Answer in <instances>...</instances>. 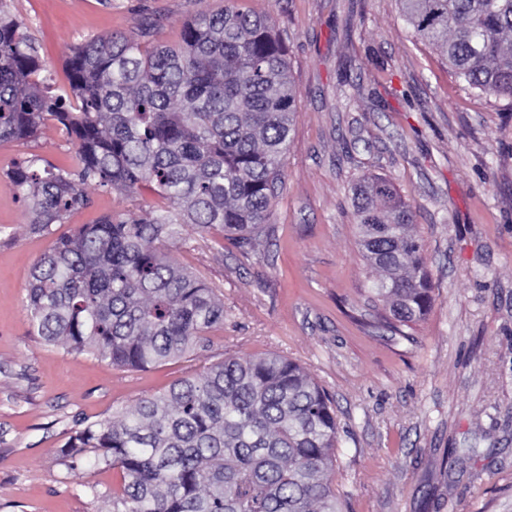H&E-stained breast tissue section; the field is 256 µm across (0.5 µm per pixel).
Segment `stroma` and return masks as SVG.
Returning <instances> with one entry per match:
<instances>
[{
	"instance_id": "35a3bbf8",
	"label": "stroma",
	"mask_w": 512,
	"mask_h": 512,
	"mask_svg": "<svg viewBox=\"0 0 512 512\" xmlns=\"http://www.w3.org/2000/svg\"><path fill=\"white\" fill-rule=\"evenodd\" d=\"M225 0H9L68 91L64 62L87 38L176 44ZM270 16L288 51L297 112L270 228L249 249L186 228L169 251L224 297L204 348L144 370L45 342L26 286L55 237L106 214H144L149 192L89 189V207L29 233L10 178L24 154L76 166L54 128L0 143V512H111L112 468L68 469L60 450L227 357L275 352L331 396L335 478L346 512H512V101L459 82L397 0H236ZM364 87L352 95L351 84ZM390 180L415 212L432 307L395 331L368 292L351 207L358 180Z\"/></svg>"
}]
</instances>
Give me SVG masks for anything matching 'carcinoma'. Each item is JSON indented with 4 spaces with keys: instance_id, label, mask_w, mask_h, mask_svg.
Segmentation results:
<instances>
[{
    "instance_id": "cac0c4a2",
    "label": "carcinoma",
    "mask_w": 512,
    "mask_h": 512,
    "mask_svg": "<svg viewBox=\"0 0 512 512\" xmlns=\"http://www.w3.org/2000/svg\"><path fill=\"white\" fill-rule=\"evenodd\" d=\"M229 5L199 13L174 46L125 34L85 41L55 92L36 40L0 0V143L65 131L78 164L36 153L11 172L29 230L49 234L89 204L88 187L148 191L163 206L119 214L55 241L26 288L33 331L67 351L126 369L181 358L224 325V300L170 263L184 226L216 227L248 248L268 225L296 112L288 52L272 20ZM417 39L488 98H512V0H398ZM358 244L379 272L370 293L396 329L433 303L414 211L393 184L353 190ZM339 422L329 395L278 354L226 358L112 419L89 424L61 450L120 481L112 512H342L336 488Z\"/></svg>"
}]
</instances>
